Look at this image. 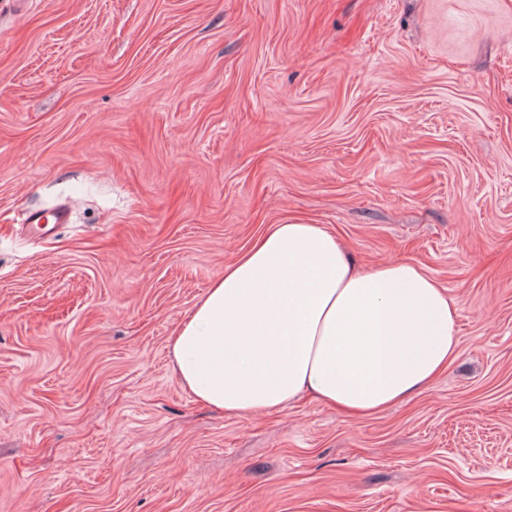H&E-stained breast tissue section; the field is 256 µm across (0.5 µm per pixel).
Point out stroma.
Returning a JSON list of instances; mask_svg holds the SVG:
<instances>
[{
	"label": "stroma",
	"instance_id": "1",
	"mask_svg": "<svg viewBox=\"0 0 512 512\" xmlns=\"http://www.w3.org/2000/svg\"><path fill=\"white\" fill-rule=\"evenodd\" d=\"M287 223L447 288L448 370L185 391L169 337ZM0 512H512V0H0Z\"/></svg>",
	"mask_w": 512,
	"mask_h": 512
}]
</instances>
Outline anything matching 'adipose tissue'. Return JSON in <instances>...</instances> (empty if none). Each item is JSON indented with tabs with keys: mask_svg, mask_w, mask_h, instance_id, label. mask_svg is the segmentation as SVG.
I'll list each match as a JSON object with an SVG mask.
<instances>
[{
	"mask_svg": "<svg viewBox=\"0 0 512 512\" xmlns=\"http://www.w3.org/2000/svg\"><path fill=\"white\" fill-rule=\"evenodd\" d=\"M459 309L421 267L358 269L319 224H275L225 265L169 339L196 400L248 416L300 395L363 415L418 392L455 358Z\"/></svg>",
	"mask_w": 512,
	"mask_h": 512,
	"instance_id": "obj_1",
	"label": "adipose tissue"
}]
</instances>
